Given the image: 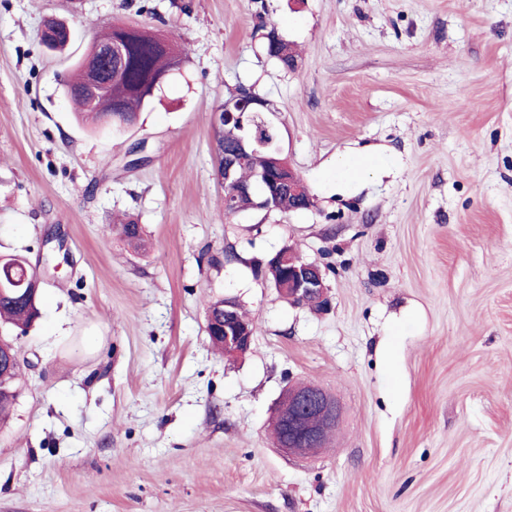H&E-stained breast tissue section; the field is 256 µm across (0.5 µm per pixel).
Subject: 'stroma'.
<instances>
[{
	"label": "stroma",
	"mask_w": 512,
	"mask_h": 512,
	"mask_svg": "<svg viewBox=\"0 0 512 512\" xmlns=\"http://www.w3.org/2000/svg\"><path fill=\"white\" fill-rule=\"evenodd\" d=\"M107 23L188 59L134 124L93 131L64 84ZM240 83L274 103L313 208L225 216L210 115ZM360 153L378 168L337 179ZM125 213L144 250L113 232ZM287 246L328 311L256 275ZM0 254L44 279L11 332L0 512H512V0H0ZM215 296L253 320L245 355L212 348ZM298 381L341 412L308 459L268 432ZM267 33H273L278 37L275 42H269L268 39L264 36L266 39V50L268 56L276 60L284 68L288 69L292 67L295 62V55L291 44L279 36L276 28H270Z\"/></svg>",
	"instance_id": "stroma-1"
}]
</instances>
